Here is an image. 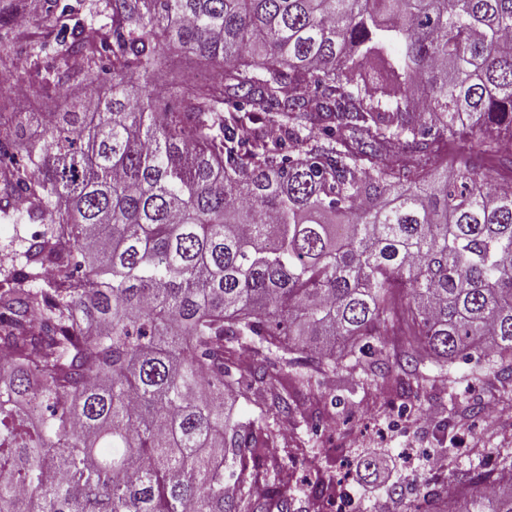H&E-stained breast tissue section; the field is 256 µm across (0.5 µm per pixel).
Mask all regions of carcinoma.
<instances>
[{"mask_svg":"<svg viewBox=\"0 0 512 512\" xmlns=\"http://www.w3.org/2000/svg\"><path fill=\"white\" fill-rule=\"evenodd\" d=\"M83 6L27 73L100 91L27 113L29 143L0 111V210L43 225L0 278V512H291L242 495L269 415L302 414L275 381L349 366L410 393L428 363L448 382L493 355L512 383V188L442 151L512 141V0H97L98 45ZM19 15L0 4V65ZM170 51L209 72L173 105L152 84ZM499 458L429 512H512Z\"/></svg>","mask_w":512,"mask_h":512,"instance_id":"1","label":"carcinoma"}]
</instances>
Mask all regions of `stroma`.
<instances>
[{"label": "stroma", "mask_w": 512, "mask_h": 512, "mask_svg": "<svg viewBox=\"0 0 512 512\" xmlns=\"http://www.w3.org/2000/svg\"><path fill=\"white\" fill-rule=\"evenodd\" d=\"M33 230L22 213H0V271L19 262L25 240ZM474 362L456 360L450 366L451 382L436 379L433 366L418 392L396 391L367 385L360 373L340 371L321 377L314 389L297 394L305 418L280 421L271 456L284 460L287 470L262 464L250 470V484L276 491L284 473H292L288 493L291 512H312L316 492L324 480H333L336 498L345 500L349 512H372L373 501L364 496L360 480L372 479L371 470H358L378 448L397 460L396 474L378 489L415 512L425 492L454 473L479 463L495 465L505 443L492 435L483 415L470 414L473 405L512 402V392L501 384L473 381Z\"/></svg>", "instance_id": "35a3bbf8"}]
</instances>
